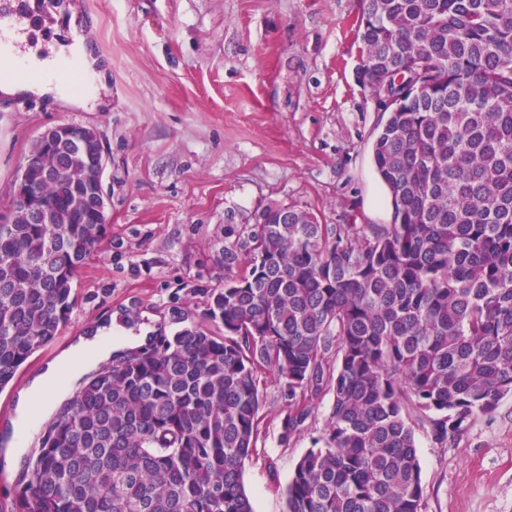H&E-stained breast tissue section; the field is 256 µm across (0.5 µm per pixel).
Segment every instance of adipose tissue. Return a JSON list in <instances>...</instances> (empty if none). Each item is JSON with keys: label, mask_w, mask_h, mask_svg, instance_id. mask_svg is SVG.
Returning <instances> with one entry per match:
<instances>
[{"label": "adipose tissue", "mask_w": 512, "mask_h": 512, "mask_svg": "<svg viewBox=\"0 0 512 512\" xmlns=\"http://www.w3.org/2000/svg\"><path fill=\"white\" fill-rule=\"evenodd\" d=\"M69 55L77 58L83 69L92 76L94 87L91 93L72 95L69 89L47 72L24 80L2 77L0 78V95L5 97L52 95L72 98L75 104L82 107L106 105L107 89L99 70V61L82 41L73 42L67 50L51 52L46 62L51 65L64 60ZM138 343L139 340L135 337L125 339L121 344L115 343L109 334L99 329L87 331L85 335L80 336L73 347L59 354L20 393L15 434H23L32 424L51 415L57 404L84 375L97 369L100 364L109 362L113 353L119 351L121 346L131 347Z\"/></svg>", "instance_id": "adipose-tissue-1"}]
</instances>
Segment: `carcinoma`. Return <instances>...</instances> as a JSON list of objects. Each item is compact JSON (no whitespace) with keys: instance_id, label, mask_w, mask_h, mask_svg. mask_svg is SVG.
Wrapping results in <instances>:
<instances>
[{"instance_id":"cac0c4a2","label":"carcinoma","mask_w":512,"mask_h":512,"mask_svg":"<svg viewBox=\"0 0 512 512\" xmlns=\"http://www.w3.org/2000/svg\"><path fill=\"white\" fill-rule=\"evenodd\" d=\"M364 85L422 93L372 144L391 224L329 228L266 208L224 249L241 268L203 322L112 359L45 423L9 512H255L243 484L258 370L288 390V440L331 393L286 512H422L414 418L448 447L512 395V0H364ZM33 143L25 177L54 207L0 218V391L69 320L76 272L106 234L85 180Z\"/></svg>"}]
</instances>
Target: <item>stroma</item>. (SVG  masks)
<instances>
[{"label": "stroma", "instance_id": "35a3bbf8", "mask_svg": "<svg viewBox=\"0 0 512 512\" xmlns=\"http://www.w3.org/2000/svg\"><path fill=\"white\" fill-rule=\"evenodd\" d=\"M30 47L81 36L107 71L110 107L0 98V216L36 138L59 124L93 129L107 157L108 230L74 282L69 321L0 390V428L20 392L85 329L167 335L197 324L221 286L227 225L247 230L273 205L321 223L388 224L391 197L372 163L385 120L357 80L359 0H22ZM260 436L243 482L255 512H286L297 460L325 427L321 392L282 439L288 391L261 369ZM423 512H512V396L448 447L417 429Z\"/></svg>", "mask_w": 512, "mask_h": 512}]
</instances>
